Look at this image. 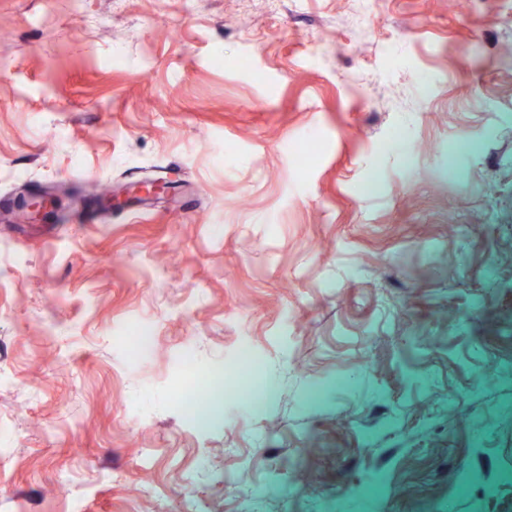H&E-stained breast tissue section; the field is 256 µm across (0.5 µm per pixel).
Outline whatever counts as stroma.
Masks as SVG:
<instances>
[{
    "mask_svg": "<svg viewBox=\"0 0 512 512\" xmlns=\"http://www.w3.org/2000/svg\"><path fill=\"white\" fill-rule=\"evenodd\" d=\"M348 13L0 0V512H512V0Z\"/></svg>",
    "mask_w": 512,
    "mask_h": 512,
    "instance_id": "35a3bbf8",
    "label": "stroma"
}]
</instances>
